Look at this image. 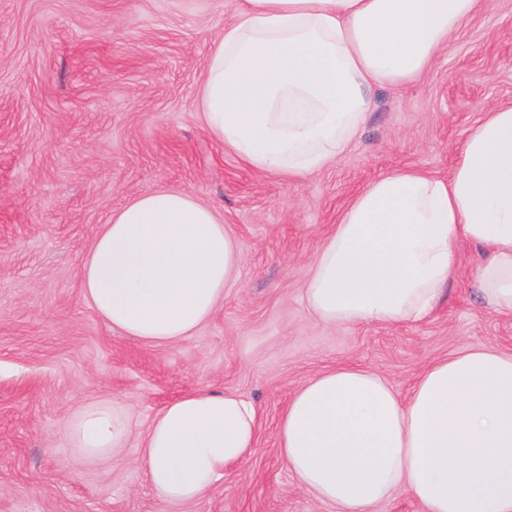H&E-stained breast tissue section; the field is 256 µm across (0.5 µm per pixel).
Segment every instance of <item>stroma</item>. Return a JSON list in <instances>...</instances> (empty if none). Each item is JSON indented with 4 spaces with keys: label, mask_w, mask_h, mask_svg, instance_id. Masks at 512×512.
I'll list each match as a JSON object with an SVG mask.
<instances>
[{
    "label": "stroma",
    "mask_w": 512,
    "mask_h": 512,
    "mask_svg": "<svg viewBox=\"0 0 512 512\" xmlns=\"http://www.w3.org/2000/svg\"><path fill=\"white\" fill-rule=\"evenodd\" d=\"M243 0H0V512H336L278 453L290 394L339 365L407 393L421 369L469 347L512 351V317L486 309L484 259L458 271L426 321L326 325L302 300L340 210L376 177H444L464 134L512 102V0H483L419 79L377 86L357 140L302 177L258 173L205 129L213 41ZM177 190L212 208L242 263L214 315L163 347L113 330L83 298L101 224L141 195ZM232 390L260 412L257 448L196 501L161 504L138 444L168 402ZM131 405L121 459L89 461L64 427L81 404Z\"/></svg>",
    "instance_id": "obj_1"
}]
</instances>
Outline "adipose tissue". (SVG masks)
Masks as SVG:
<instances>
[{
    "mask_svg": "<svg viewBox=\"0 0 512 512\" xmlns=\"http://www.w3.org/2000/svg\"><path fill=\"white\" fill-rule=\"evenodd\" d=\"M479 0H244L214 41L200 94L207 130L257 172L302 176L363 128L369 91L418 79ZM487 255L483 305L512 316V103L464 138L447 178L402 169L353 196L311 261L303 298L327 325L428 319L457 269L456 242ZM242 261L239 241L186 193L148 192L101 225L83 261L85 299L153 345L194 336ZM126 405H81L65 425L85 458L116 456ZM259 439V412L232 391L173 400L140 441L167 505L203 496ZM276 442L301 487L337 512H370L403 490L426 512H512V352L436 360L408 394L374 370L335 366L304 381Z\"/></svg>",
    "mask_w": 512,
    "mask_h": 512,
    "instance_id": "ef3b65f1",
    "label": "adipose tissue"
}]
</instances>
